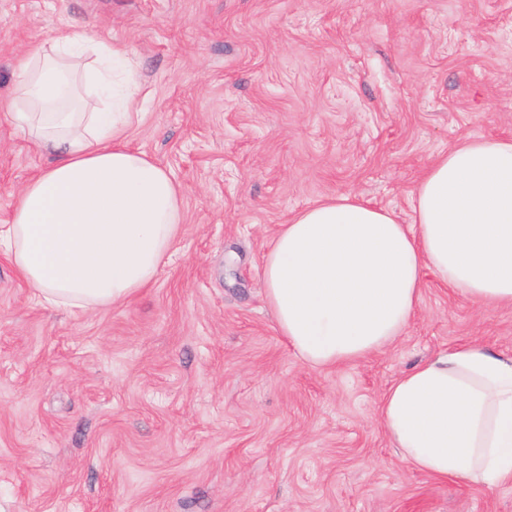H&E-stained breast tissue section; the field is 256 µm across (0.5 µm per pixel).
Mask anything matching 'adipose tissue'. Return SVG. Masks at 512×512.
I'll list each match as a JSON object with an SVG mask.
<instances>
[{
  "label": "adipose tissue",
  "mask_w": 512,
  "mask_h": 512,
  "mask_svg": "<svg viewBox=\"0 0 512 512\" xmlns=\"http://www.w3.org/2000/svg\"><path fill=\"white\" fill-rule=\"evenodd\" d=\"M132 51L73 33L15 63L10 115L49 157L19 192L0 253L42 303L120 304L151 286L184 222L181 187L131 146L142 83ZM481 304H512V140L439 156L413 221L341 195L280 225L264 258L277 331L314 368L366 358L414 315L423 275ZM379 422L413 469L489 487L512 482V354L461 343L385 391Z\"/></svg>",
  "instance_id": "adipose-tissue-1"
}]
</instances>
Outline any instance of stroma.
I'll list each match as a JSON object with an SVG mask.
<instances>
[{
	"mask_svg": "<svg viewBox=\"0 0 512 512\" xmlns=\"http://www.w3.org/2000/svg\"><path fill=\"white\" fill-rule=\"evenodd\" d=\"M74 31L133 50L129 140L186 222L151 287L81 315L0 254V512H512V485L420 473L376 418L420 360L512 352V306L428 273L392 345L312 368L262 279L302 209L355 195L411 223L431 159L512 137V0H0V225L47 163L5 115L12 64Z\"/></svg>",
	"mask_w": 512,
	"mask_h": 512,
	"instance_id": "stroma-1",
	"label": "stroma"
}]
</instances>
